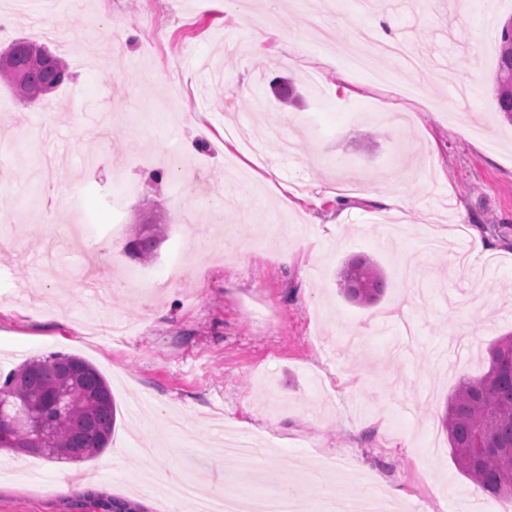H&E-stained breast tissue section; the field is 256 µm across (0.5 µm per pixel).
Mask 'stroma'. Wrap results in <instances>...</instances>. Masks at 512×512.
Masks as SVG:
<instances>
[{
    "mask_svg": "<svg viewBox=\"0 0 512 512\" xmlns=\"http://www.w3.org/2000/svg\"><path fill=\"white\" fill-rule=\"evenodd\" d=\"M0 18V51L26 38L73 75L33 108L0 83V190L18 199L0 223V369L82 357L117 409L94 459L0 450V512H71L64 480L166 512L173 472L308 512L338 486L364 512L367 474L401 512L478 497L442 418L512 333V240L496 232L512 225L496 100L512 0H0ZM262 23L283 41L256 49ZM327 27L402 44L421 69L361 52L417 98L352 74ZM283 78L299 105L276 99ZM248 144L271 160L257 195L224 168ZM155 220L166 236L144 263L124 244ZM477 236L489 252L461 262ZM354 256L387 281L375 305L339 292ZM227 426L253 439L258 480L225 456Z\"/></svg>",
    "mask_w": 512,
    "mask_h": 512,
    "instance_id": "stroma-1",
    "label": "stroma"
}]
</instances>
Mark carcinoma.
<instances>
[{"label":"carcinoma","instance_id":"carcinoma-1","mask_svg":"<svg viewBox=\"0 0 512 512\" xmlns=\"http://www.w3.org/2000/svg\"><path fill=\"white\" fill-rule=\"evenodd\" d=\"M501 49L496 80L498 107L512 121V26L501 30ZM12 63L0 68V78L24 101L45 94L46 85L60 87L72 78L68 66L49 51L36 53L32 41L18 39L8 48ZM164 229L135 233L126 250L147 258ZM339 288L344 297L361 306L376 303L386 288L383 275L366 258H354L344 266ZM63 394L62 410H53L46 399ZM0 397L19 404L44 423L36 436L16 428L0 437V449L37 448L51 460H69V450L82 449L81 459L102 454L110 445L116 421L112 391L102 374L76 355L53 353L22 362L0 378ZM452 458L476 489L495 497L512 499V334L488 348V370L480 378L465 379L454 390L444 418ZM95 503L101 512H147L139 504L96 493L81 495L82 509Z\"/></svg>","mask_w":512,"mask_h":512}]
</instances>
